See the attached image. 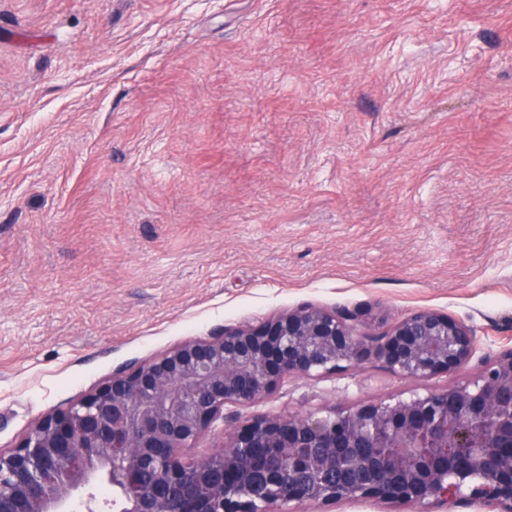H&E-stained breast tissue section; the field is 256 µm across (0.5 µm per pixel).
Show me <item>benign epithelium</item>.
<instances>
[{
    "instance_id": "benign-epithelium-1",
    "label": "benign epithelium",
    "mask_w": 512,
    "mask_h": 512,
    "mask_svg": "<svg viewBox=\"0 0 512 512\" xmlns=\"http://www.w3.org/2000/svg\"><path fill=\"white\" fill-rule=\"evenodd\" d=\"M350 320L303 306L112 374L0 450V512H72L79 498L95 512L100 484L116 491L119 512H270L275 503L363 499L512 512V346L445 391L346 413L258 416L230 444L188 456L226 404L252 405L286 375L369 359L407 378L453 375L478 348L470 326L430 309L379 337Z\"/></svg>"
}]
</instances>
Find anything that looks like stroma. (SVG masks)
<instances>
[{"label": "stroma", "mask_w": 512, "mask_h": 512, "mask_svg": "<svg viewBox=\"0 0 512 512\" xmlns=\"http://www.w3.org/2000/svg\"><path fill=\"white\" fill-rule=\"evenodd\" d=\"M307 304L512 343V0H0V449L116 371ZM478 368L288 375L194 452Z\"/></svg>", "instance_id": "35a3bbf8"}]
</instances>
